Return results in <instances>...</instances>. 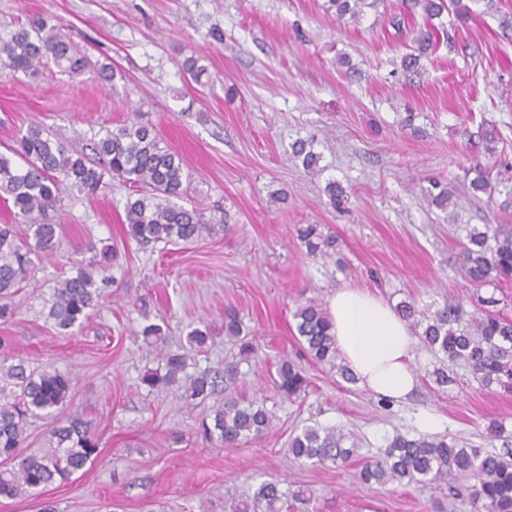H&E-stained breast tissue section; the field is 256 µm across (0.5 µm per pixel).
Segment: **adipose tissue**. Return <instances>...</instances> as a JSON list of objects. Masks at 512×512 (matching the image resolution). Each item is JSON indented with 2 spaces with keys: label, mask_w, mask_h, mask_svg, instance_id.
Returning a JSON list of instances; mask_svg holds the SVG:
<instances>
[{
  "label": "adipose tissue",
  "mask_w": 512,
  "mask_h": 512,
  "mask_svg": "<svg viewBox=\"0 0 512 512\" xmlns=\"http://www.w3.org/2000/svg\"><path fill=\"white\" fill-rule=\"evenodd\" d=\"M329 317L336 344L361 387L397 402L414 391L416 338L385 299L364 288L342 287L330 298Z\"/></svg>",
  "instance_id": "obj_1"
}]
</instances>
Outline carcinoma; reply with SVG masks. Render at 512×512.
I'll use <instances>...</instances> for the list:
<instances>
[{
	"label": "carcinoma",
	"mask_w": 512,
	"mask_h": 512,
	"mask_svg": "<svg viewBox=\"0 0 512 512\" xmlns=\"http://www.w3.org/2000/svg\"><path fill=\"white\" fill-rule=\"evenodd\" d=\"M336 16L355 19L362 8L377 7L367 0H329ZM402 8L412 13L419 9L429 22L443 12L465 17L470 8L463 0H401ZM451 40L447 30L421 28L414 37L416 52L401 57V67L410 72L418 68L422 56L432 50L439 36ZM64 72L81 73L90 67L73 42L51 19L36 16L5 35L0 34V75L33 74L48 64ZM93 150L104 161L96 166L87 161L77 146L66 144L38 125L27 128L16 138L9 154L0 153V201L14 223L0 224V319L15 314L9 300L25 279L34 260L51 256L57 248L53 214L61 206L58 183L67 181L79 193L92 196L106 186L105 178H118L132 184H145L151 193L130 199L125 205L124 235L138 244H190L203 234L224 228L222 221L205 218L195 208L174 202L182 197L189 183L182 159L160 146L154 127L132 121L107 129L93 141ZM293 153L302 157L305 170H316L320 156L311 144L298 140ZM23 159L19 166L12 157ZM309 253L334 246L335 240L309 224L299 229ZM116 250L104 246L78 264L75 274L59 281L48 301L47 318L60 334L68 335L97 308ZM460 271L474 287L495 280L512 279V229L502 225L471 228L460 252ZM398 315L411 328L423 327L419 338L446 362L467 363L483 387L493 385L512 390V320L484 310L466 315L460 303H447L427 314L416 304L402 302ZM298 341L316 363L327 365L349 384L357 383L344 365L336 346L330 318L316 297L297 304L293 313ZM144 343L161 352L165 372L148 370L141 383L150 390L183 384L188 405L208 399L214 381L207 374L182 378L185 355L166 349V336L160 325L142 327ZM224 336L236 342L238 352L224 363V402L211 407L201 422L203 436L215 439L226 448H237L265 435L274 415L264 405L243 403L232 395L240 366L250 363L256 353L253 339L243 333L238 316L224 314ZM213 336L210 326L195 327L187 334L189 346L205 348ZM272 383L280 396L295 399L305 391L307 381L296 362L287 355L276 361ZM71 378L58 370L35 369L22 357L0 359V498L40 494L47 487L62 483L98 454V441L91 425L81 418L56 422L49 430V449L40 454L22 452L31 420L51 413L66 404ZM345 435L337 428L309 426L288 442L286 456L294 462L333 463L349 459L354 447L344 446ZM454 474L466 482L473 499L483 512H512V454L464 448L446 437L396 435L384 456L367 462L356 475L362 485L390 482L434 485ZM306 501V492L288 493L278 481H264L248 498L224 500V512H290L288 498Z\"/></svg>",
	"instance_id": "obj_1"
}]
</instances>
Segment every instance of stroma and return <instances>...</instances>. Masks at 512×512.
Instances as JSON below:
<instances>
[{
	"label": "stroma",
	"mask_w": 512,
	"mask_h": 512,
	"mask_svg": "<svg viewBox=\"0 0 512 512\" xmlns=\"http://www.w3.org/2000/svg\"><path fill=\"white\" fill-rule=\"evenodd\" d=\"M487 1L472 0L466 21L442 15L451 42L408 73L400 60L411 23L393 26L389 13L370 8L340 19L328 0H0V32L34 14L54 17L92 62L116 72L110 84L91 70L54 67L0 76V153L33 125L85 145L100 130L148 123L190 174L180 205L224 222L191 245H142L123 234L128 184L109 181L89 198L60 184L58 247L21 283L0 338L7 354L71 377L57 418L91 421L99 454L41 498L0 499V512H39L46 502L57 512H224L225 498L249 496L271 479L307 490L304 512H476L468 495L445 484L359 489L352 475L382 457L393 436H420L424 413L437 418V435L505 452L512 393L480 389L462 363L437 386L440 362L419 343L415 392L381 403L303 357L293 312L301 296L326 303L353 286L394 305L433 310L459 301L469 312L478 292L512 317V280L477 291L458 272L457 226L512 227V0H495L492 9ZM189 57L207 69L201 82L183 71ZM298 139L319 153L316 174L293 155ZM477 164L494 193L475 200L469 182ZM332 182L348 196L344 209L330 202ZM435 182L452 194L447 210L430 202ZM308 224L334 236L335 250L310 255L298 235ZM93 245L118 251L105 296L72 335H58L46 303ZM228 309L258 346L236 391L274 414L267 435L238 448L198 431L223 390L190 410L177 388L141 383L145 370L164 367L140 334L150 322L162 325L170 350L185 354L186 374L223 370L236 351L222 328ZM207 323L213 341L190 349L188 332ZM283 354L299 361L308 381L292 401L271 381ZM54 419L33 421L27 452L45 448ZM494 421L504 424L503 437H490ZM313 424L343 429L355 456L289 463L290 436Z\"/></svg>",
	"instance_id": "stroma-1"
}]
</instances>
